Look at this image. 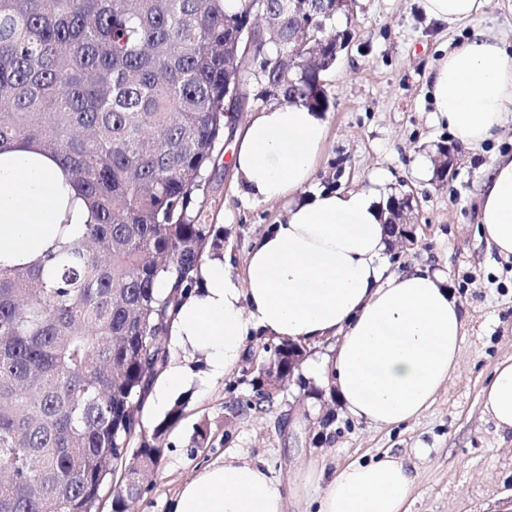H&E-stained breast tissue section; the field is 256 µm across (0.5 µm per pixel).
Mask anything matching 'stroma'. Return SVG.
<instances>
[{"mask_svg":"<svg viewBox=\"0 0 512 512\" xmlns=\"http://www.w3.org/2000/svg\"><path fill=\"white\" fill-rule=\"evenodd\" d=\"M337 29L350 45L322 79L330 98L327 138L317 171L333 190H381L412 198L417 244L386 257L390 271L428 268L444 272L463 318L459 370L417 418L377 427L350 416L331 399L330 376L319 385L325 401L307 400L314 420L278 424L277 413L230 417L229 408L250 393L241 368L208 377L205 354L171 347V361L195 380L176 393L186 401L180 420L166 433L165 457L145 480L149 490L133 512H171L183 483L212 462L265 464L288 495V512H312L317 484L300 487L313 465L337 470L389 452L405 460L412 476L407 512H492L512 506V431L497 428L481 405V390L496 363L512 357V257L490 252L477 222L480 183L494 159L512 154V122L498 139L462 147L447 176L437 170L438 148L456 144L439 125L428 93L429 74L448 52L476 31L503 39L512 55V0H489L483 12L447 27L430 21L420 0H355L338 13ZM285 202L245 197L232 165L208 170L190 211L200 223L224 230L223 255L243 276L247 254L271 225L281 223ZM174 401L146 397L138 416L152 430ZM208 445L193 448L198 429Z\"/></svg>","mask_w":512,"mask_h":512,"instance_id":"stroma-1","label":"stroma"}]
</instances>
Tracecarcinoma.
Returning <instances> with one entry per match:
<instances>
[{
	"instance_id": "obj_1",
	"label": "carcinoma",
	"mask_w": 512,
	"mask_h": 512,
	"mask_svg": "<svg viewBox=\"0 0 512 512\" xmlns=\"http://www.w3.org/2000/svg\"><path fill=\"white\" fill-rule=\"evenodd\" d=\"M0 0V145L57 157L92 220L31 263L0 264V512H128L164 448L135 406L170 359V325L224 235L190 215L223 159L224 85L280 86L279 104L326 112L322 69L292 85L224 53L246 21L258 47L299 56L288 0ZM336 34V0H316ZM165 288H159V285ZM288 344L261 359L288 369ZM274 400L256 391L245 408Z\"/></svg>"
}]
</instances>
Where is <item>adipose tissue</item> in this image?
I'll return each instance as SVG.
<instances>
[{
	"label": "adipose tissue",
	"mask_w": 512,
	"mask_h": 512,
	"mask_svg": "<svg viewBox=\"0 0 512 512\" xmlns=\"http://www.w3.org/2000/svg\"><path fill=\"white\" fill-rule=\"evenodd\" d=\"M488 0H421L441 25L483 11ZM436 119L476 146L512 120V56L492 32H474L430 73ZM327 136L323 113L299 105L252 112L234 134L231 163L247 197L287 200L283 222L258 239L245 275L223 258L198 269L201 288L180 306L176 343L206 355L210 372L234 368L245 336L307 346L336 339L328 359L336 394L353 416L378 427L418 417L458 368L463 320L443 274L387 273V232L370 191L313 187ZM56 157L23 142L0 147V262L41 255L59 225L77 232L89 214ZM488 248L512 256V155L493 162L480 196ZM485 411L512 429V358L498 362L482 391ZM323 478L317 512H405L407 464L387 454ZM287 498L260 462L210 464L186 481L172 512H287Z\"/></svg>",
	"instance_id": "1"
}]
</instances>
